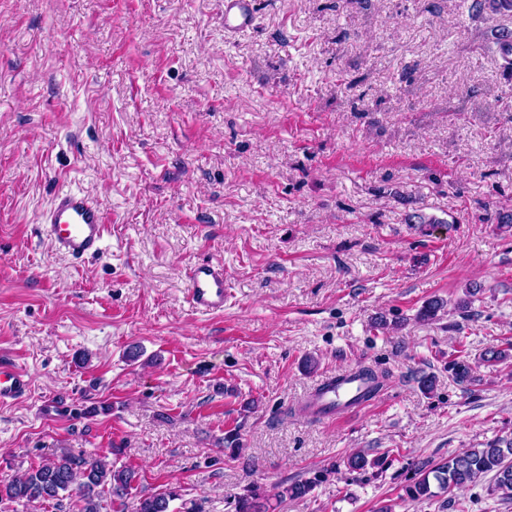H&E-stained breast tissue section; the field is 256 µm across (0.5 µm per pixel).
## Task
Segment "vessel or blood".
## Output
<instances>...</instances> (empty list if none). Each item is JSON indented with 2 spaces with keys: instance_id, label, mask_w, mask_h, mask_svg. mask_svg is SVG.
I'll list each match as a JSON object with an SVG mask.
<instances>
[{
  "instance_id": "obj_1",
  "label": "vessel or blood",
  "mask_w": 512,
  "mask_h": 512,
  "mask_svg": "<svg viewBox=\"0 0 512 512\" xmlns=\"http://www.w3.org/2000/svg\"><path fill=\"white\" fill-rule=\"evenodd\" d=\"M256 0H224V30L236 33L254 25ZM43 222L54 253L74 261L99 255L104 246L108 219L100 205L88 194L76 190L59 191ZM187 298L193 309L205 314L223 311L225 299L224 263L202 260L187 270ZM31 385L29 376L16 365L0 360V405L22 401ZM366 382L357 370H349L317 384L307 401L310 412L335 419L342 412L362 407Z\"/></svg>"
}]
</instances>
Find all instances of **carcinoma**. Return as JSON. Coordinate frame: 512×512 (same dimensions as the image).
<instances>
[{
  "mask_svg": "<svg viewBox=\"0 0 512 512\" xmlns=\"http://www.w3.org/2000/svg\"><path fill=\"white\" fill-rule=\"evenodd\" d=\"M471 11L492 15H512V0H473ZM493 44L496 53L512 65V30L500 28ZM448 372L459 384L475 381L472 366L464 359L448 362ZM512 442L501 447L491 443L485 448H472L448 458L430 469H417L418 478L406 486L405 494L413 500L434 496L430 480H435L443 489L451 490L474 483L483 475L495 473L496 487L512 491ZM136 478L134 470L117 468L104 458L79 454H66L44 460L35 468L0 483V502L44 503L56 502L62 506L64 495L75 493L81 502L79 512H102L104 498L123 499ZM313 487L310 480L294 481L281 487L279 497L297 500L306 497ZM175 490H168L138 500L134 512H169L170 502L177 499ZM235 512H269L270 505L265 495L254 488L234 498Z\"/></svg>",
  "mask_w": 512,
  "mask_h": 512,
  "instance_id": "cac0c4a2",
  "label": "carcinoma"
}]
</instances>
